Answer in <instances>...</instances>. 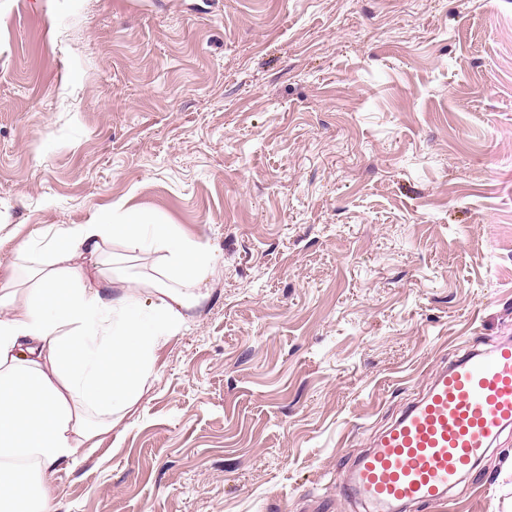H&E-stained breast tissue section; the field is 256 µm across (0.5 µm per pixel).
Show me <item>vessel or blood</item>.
<instances>
[{
  "mask_svg": "<svg viewBox=\"0 0 512 512\" xmlns=\"http://www.w3.org/2000/svg\"><path fill=\"white\" fill-rule=\"evenodd\" d=\"M512 425V343L466 352L373 442L339 483L340 494L376 512L443 504Z\"/></svg>",
  "mask_w": 512,
  "mask_h": 512,
  "instance_id": "obj_1",
  "label": "vessel or blood"
}]
</instances>
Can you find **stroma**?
<instances>
[{
	"label": "stroma",
	"mask_w": 512,
	"mask_h": 512,
	"mask_svg": "<svg viewBox=\"0 0 512 512\" xmlns=\"http://www.w3.org/2000/svg\"><path fill=\"white\" fill-rule=\"evenodd\" d=\"M117 203L216 271L59 512H367L353 458L512 342V0H0V263ZM411 512H512V427Z\"/></svg>",
	"instance_id": "35a3bbf8"
}]
</instances>
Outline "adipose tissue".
I'll return each mask as SVG.
<instances>
[{
    "label": "adipose tissue",
    "mask_w": 512,
    "mask_h": 512,
    "mask_svg": "<svg viewBox=\"0 0 512 512\" xmlns=\"http://www.w3.org/2000/svg\"><path fill=\"white\" fill-rule=\"evenodd\" d=\"M116 243L162 252L161 279L134 288L93 270ZM213 272L177 225L120 206L59 230L32 287L0 268V512H58L53 468L98 447L138 401Z\"/></svg>",
    "instance_id": "adipose-tissue-1"
}]
</instances>
